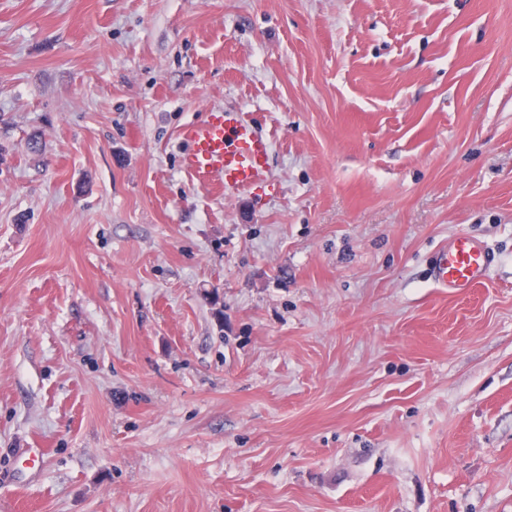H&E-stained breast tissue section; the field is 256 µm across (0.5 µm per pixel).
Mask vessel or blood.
<instances>
[{
    "label": "vessel or blood",
    "mask_w": 512,
    "mask_h": 512,
    "mask_svg": "<svg viewBox=\"0 0 512 512\" xmlns=\"http://www.w3.org/2000/svg\"><path fill=\"white\" fill-rule=\"evenodd\" d=\"M186 148L182 170L199 180L220 179L225 190L248 192L268 173L271 139L236 112L213 110L204 122L181 130ZM496 261L495 253L480 239L462 234L437 251L431 280L441 291L461 295L480 284Z\"/></svg>",
    "instance_id": "b4317fda"
}]
</instances>
